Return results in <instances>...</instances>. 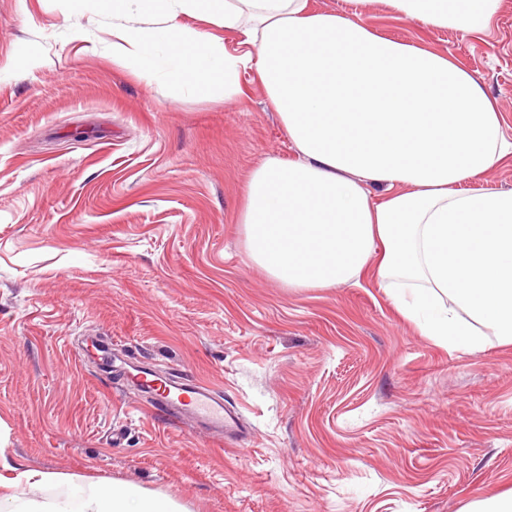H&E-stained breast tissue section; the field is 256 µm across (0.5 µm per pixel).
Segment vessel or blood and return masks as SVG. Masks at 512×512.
<instances>
[{"instance_id":"1","label":"vessel or blood","mask_w":512,"mask_h":512,"mask_svg":"<svg viewBox=\"0 0 512 512\" xmlns=\"http://www.w3.org/2000/svg\"><path fill=\"white\" fill-rule=\"evenodd\" d=\"M132 381L153 394L154 410L170 416L176 413L179 406H189L193 421L216 436H223L226 427L234 420L209 387L143 370L133 375Z\"/></svg>"}]
</instances>
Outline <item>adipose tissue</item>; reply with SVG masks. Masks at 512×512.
I'll list each match as a JSON object with an SVG mask.
<instances>
[{"label":"adipose tissue","instance_id":"adipose-tissue-1","mask_svg":"<svg viewBox=\"0 0 512 512\" xmlns=\"http://www.w3.org/2000/svg\"><path fill=\"white\" fill-rule=\"evenodd\" d=\"M114 68L149 85L224 100L253 69L288 134L291 159L250 173L237 221L252 261L291 288H329L375 269L423 335L474 352L485 335L512 344V190H460L512 165L500 113L451 55L380 34L355 6L311 0H103ZM428 29L470 35L501 0H381ZM221 19L235 50L181 23ZM160 17L144 26L142 18ZM57 489L24 512H179L167 498L92 482L73 489L53 472L25 471Z\"/></svg>","mask_w":512,"mask_h":512}]
</instances>
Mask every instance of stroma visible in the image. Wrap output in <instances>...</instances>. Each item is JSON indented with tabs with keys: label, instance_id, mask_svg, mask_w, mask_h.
<instances>
[{
	"label": "stroma",
	"instance_id": "35a3bbf8",
	"mask_svg": "<svg viewBox=\"0 0 512 512\" xmlns=\"http://www.w3.org/2000/svg\"><path fill=\"white\" fill-rule=\"evenodd\" d=\"M385 36L452 55L512 141V0L481 32L419 29L361 0ZM0 0V451L71 484L184 512H461L512 489V345L451 350L378 278L291 288L236 215L251 171L290 159L252 72L214 101L113 68L117 19L84 0ZM99 337L109 360L84 357ZM148 367L210 386L232 438L149 411Z\"/></svg>",
	"mask_w": 512,
	"mask_h": 512
}]
</instances>
